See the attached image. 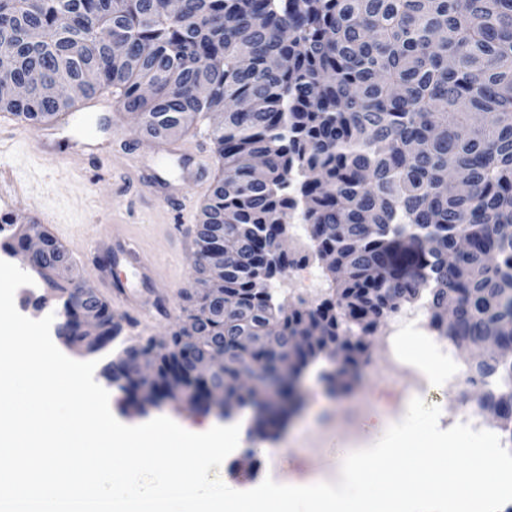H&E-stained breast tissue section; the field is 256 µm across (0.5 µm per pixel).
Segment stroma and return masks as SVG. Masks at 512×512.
<instances>
[{
  "instance_id": "obj_1",
  "label": "stroma",
  "mask_w": 512,
  "mask_h": 512,
  "mask_svg": "<svg viewBox=\"0 0 512 512\" xmlns=\"http://www.w3.org/2000/svg\"><path fill=\"white\" fill-rule=\"evenodd\" d=\"M210 119L198 120L186 135L162 145L137 133L132 116L124 112L75 114L56 139L62 154L54 160L38 154L39 130L27 126L17 131L0 123V187H14L10 204L0 203V218L26 223L34 218L43 228L58 226L64 236L79 239L83 252L74 256L79 279L94 286L111 303L116 321L128 316L144 320V337L166 338L182 324L192 302L196 273L193 259L198 214L209 180L187 193L177 186L182 166L192 151L214 158ZM94 129L99 151H78L76 141ZM133 235L138 248L150 259L156 276L146 280L126 257L123 235ZM123 283L133 296L122 305L112 300L115 283ZM381 334L368 337L357 378L343 391L328 392L317 379L301 387V404L272 440L281 457L235 455L222 463L219 477L235 479L241 487L259 485L265 478L325 476L333 461L337 441L350 439L344 422L348 404L371 398L377 411L388 418L399 416L415 391L409 380L388 383L374 374L369 363ZM110 409L121 423L134 426L146 418L166 416L176 423L202 424L208 414L182 401H170L146 413L126 411L124 396L110 394Z\"/></svg>"
}]
</instances>
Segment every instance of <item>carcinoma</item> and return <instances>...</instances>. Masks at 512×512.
<instances>
[{
  "label": "carcinoma",
  "instance_id": "obj_1",
  "mask_svg": "<svg viewBox=\"0 0 512 512\" xmlns=\"http://www.w3.org/2000/svg\"><path fill=\"white\" fill-rule=\"evenodd\" d=\"M118 38L124 56L112 54ZM0 50L20 97L0 112L43 126L85 96L115 89V106L147 137L188 132L211 112L224 173L201 208L198 308L164 347L149 338L155 406L196 407L224 385L232 408H256L238 377L279 380V406L257 420L268 440L289 418L294 380L325 355L335 387L355 372L363 341L404 303L424 301L439 335L512 345V0H0ZM299 218L334 297L307 307L274 300L269 285L295 264L272 255L280 224ZM45 267L72 265L48 231ZM224 297V314L213 299ZM102 333L119 335L95 297ZM277 329L273 336L262 332ZM223 340L224 373L199 379L187 353ZM253 336L250 347L237 337ZM120 390L138 383L107 364ZM495 382L483 406L512 431V358L470 366Z\"/></svg>",
  "mask_w": 512,
  "mask_h": 512
}]
</instances>
